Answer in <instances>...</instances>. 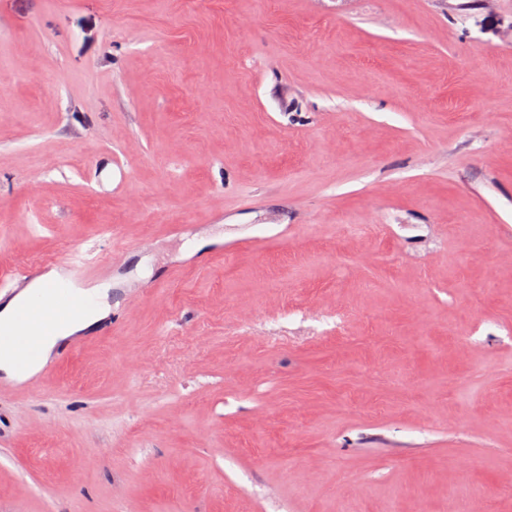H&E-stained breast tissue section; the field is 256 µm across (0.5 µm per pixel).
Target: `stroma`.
Masks as SVG:
<instances>
[{"label": "stroma", "instance_id": "1", "mask_svg": "<svg viewBox=\"0 0 512 512\" xmlns=\"http://www.w3.org/2000/svg\"><path fill=\"white\" fill-rule=\"evenodd\" d=\"M77 243L0 512H512V0H0V276Z\"/></svg>", "mask_w": 512, "mask_h": 512}]
</instances>
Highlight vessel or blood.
<instances>
[{
  "label": "vessel or blood",
  "mask_w": 512,
  "mask_h": 512,
  "mask_svg": "<svg viewBox=\"0 0 512 512\" xmlns=\"http://www.w3.org/2000/svg\"><path fill=\"white\" fill-rule=\"evenodd\" d=\"M61 279L45 282L40 289V299L31 305L19 306L14 315L15 331H0V350L13 352L19 377L25 378L30 386L42 384L44 372H31L30 367L39 358L34 328H47L60 319L82 316L92 300L80 292L85 281L101 277L105 267L100 260L89 257L82 245L69 248L61 259Z\"/></svg>",
  "instance_id": "vessel-or-blood-1"
}]
</instances>
